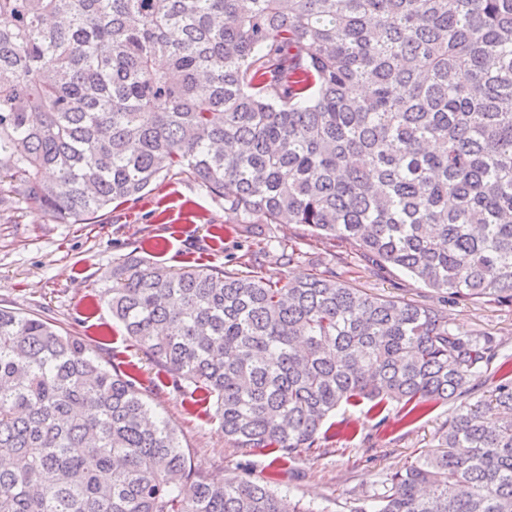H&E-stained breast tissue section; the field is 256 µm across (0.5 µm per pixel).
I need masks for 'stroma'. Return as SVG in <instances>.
I'll return each instance as SVG.
<instances>
[{
    "instance_id": "35a3bbf8",
    "label": "stroma",
    "mask_w": 512,
    "mask_h": 512,
    "mask_svg": "<svg viewBox=\"0 0 512 512\" xmlns=\"http://www.w3.org/2000/svg\"><path fill=\"white\" fill-rule=\"evenodd\" d=\"M254 232L295 241L305 254L288 267L266 265L268 277L296 278L325 264L332 246L299 224L254 225ZM246 248L239 215L191 177L160 176L137 200L112 204L92 224H58L24 203L0 206V306L55 322L81 338L104 362L130 372L149 404L178 432L195 465L219 480L248 474L290 491L315 512H352L383 481L404 470L423 449L435 447L449 408L442 405L403 425L381 422L366 407L343 406L333 416L339 435L327 453L305 450L280 459L270 449H241L225 441L189 390L137 349L99 295L119 261L135 258L167 268L233 265ZM350 286L366 293L443 306L455 331L481 330L512 353V308L459 301L443 304L421 281L395 270L375 277L350 267Z\"/></svg>"
}]
</instances>
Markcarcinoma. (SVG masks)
<instances>
[{"instance_id": "obj_1", "label": "carcinoma", "mask_w": 512, "mask_h": 512, "mask_svg": "<svg viewBox=\"0 0 512 512\" xmlns=\"http://www.w3.org/2000/svg\"><path fill=\"white\" fill-rule=\"evenodd\" d=\"M363 86L357 97L353 89ZM250 224H301L372 275L512 305V0H0V203L92 224L161 175ZM137 259L100 293L236 448L321 447L343 405L418 419L437 445L353 512H512V359L434 305L349 286L341 253L273 280ZM495 405L496 422L483 407ZM0 512H314L201 474L126 373L54 322L0 308Z\"/></svg>"}]
</instances>
